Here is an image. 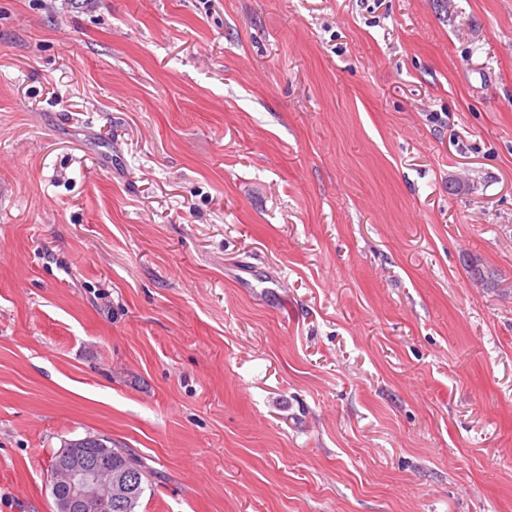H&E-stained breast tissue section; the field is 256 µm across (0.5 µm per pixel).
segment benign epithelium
<instances>
[{"label": "benign epithelium", "mask_w": 512, "mask_h": 512, "mask_svg": "<svg viewBox=\"0 0 512 512\" xmlns=\"http://www.w3.org/2000/svg\"><path fill=\"white\" fill-rule=\"evenodd\" d=\"M49 472L57 512H108L112 500L130 497L136 483L144 479L131 459L114 476L112 467L93 462L87 449L74 446L51 457Z\"/></svg>", "instance_id": "benign-epithelium-1"}]
</instances>
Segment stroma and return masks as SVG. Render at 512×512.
I'll use <instances>...</instances> for the list:
<instances>
[{
	"mask_svg": "<svg viewBox=\"0 0 512 512\" xmlns=\"http://www.w3.org/2000/svg\"><path fill=\"white\" fill-rule=\"evenodd\" d=\"M90 434L139 512H512V0H0V512Z\"/></svg>",
	"mask_w": 512,
	"mask_h": 512,
	"instance_id": "stroma-1",
	"label": "stroma"
}]
</instances>
